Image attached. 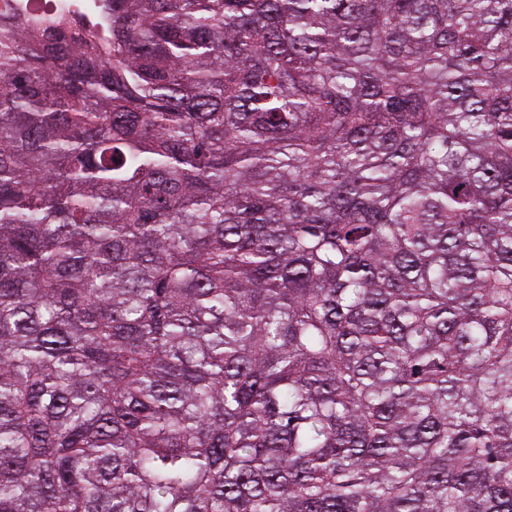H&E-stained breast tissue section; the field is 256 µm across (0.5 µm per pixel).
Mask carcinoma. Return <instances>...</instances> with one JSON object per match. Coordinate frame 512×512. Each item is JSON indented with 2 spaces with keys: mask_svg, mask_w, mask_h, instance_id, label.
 I'll list each match as a JSON object with an SVG mask.
<instances>
[{
  "mask_svg": "<svg viewBox=\"0 0 512 512\" xmlns=\"http://www.w3.org/2000/svg\"><path fill=\"white\" fill-rule=\"evenodd\" d=\"M0 512H512V0L4 5Z\"/></svg>",
  "mask_w": 512,
  "mask_h": 512,
  "instance_id": "carcinoma-1",
  "label": "carcinoma"
}]
</instances>
